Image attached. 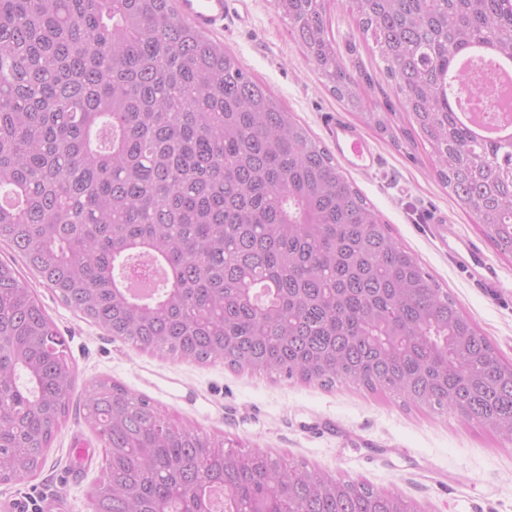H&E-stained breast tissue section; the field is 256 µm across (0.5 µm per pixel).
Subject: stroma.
<instances>
[{"instance_id": "1", "label": "stroma", "mask_w": 512, "mask_h": 512, "mask_svg": "<svg viewBox=\"0 0 512 512\" xmlns=\"http://www.w3.org/2000/svg\"><path fill=\"white\" fill-rule=\"evenodd\" d=\"M327 34L348 71L362 78L363 110L351 109L308 63L287 18L273 0H233L221 31L224 46L264 84L309 135L325 141L322 117L340 113L380 155L373 171L347 176L388 224L393 236L453 297L512 363V256L487 239L472 213L439 180L429 149L410 140L401 107L373 40L340 0H325ZM386 113L390 133L380 134L364 112ZM442 216L449 237L475 243L498 280L477 286L435 238L430 220ZM22 275L67 345L76 383L70 411L56 432L44 468L20 485L0 484V500H38L60 493L71 512H89L88 492L102 475V445L79 407L93 384L107 380L145 397L178 424L223 440L242 452L261 451L325 475L399 493L418 512H512V443L451 414L404 403L389 392L353 383L327 388L275 374L232 369L223 361L197 364L164 350L143 351L83 319L42 284ZM94 451L93 462L73 475V450Z\"/></svg>"}]
</instances>
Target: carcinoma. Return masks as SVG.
<instances>
[{
  "label": "carcinoma",
  "instance_id": "obj_1",
  "mask_svg": "<svg viewBox=\"0 0 512 512\" xmlns=\"http://www.w3.org/2000/svg\"><path fill=\"white\" fill-rule=\"evenodd\" d=\"M305 59L363 109L323 0H273ZM371 35L441 181L512 254V143L448 109L454 55L512 58V0H345ZM0 243L62 301L141 350L388 391L512 443L502 361L389 225L175 0H0ZM266 286L263 294L257 287ZM75 371L15 264L0 262V483L40 472ZM84 418L103 445L91 512H417L177 427L100 381Z\"/></svg>",
  "mask_w": 512,
  "mask_h": 512
}]
</instances>
